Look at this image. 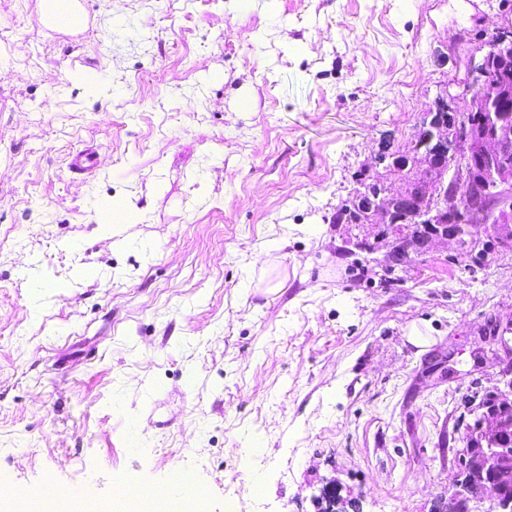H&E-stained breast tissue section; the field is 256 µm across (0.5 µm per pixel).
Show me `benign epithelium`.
I'll return each instance as SVG.
<instances>
[{
    "label": "benign epithelium",
    "instance_id": "benign-epithelium-1",
    "mask_svg": "<svg viewBox=\"0 0 512 512\" xmlns=\"http://www.w3.org/2000/svg\"><path fill=\"white\" fill-rule=\"evenodd\" d=\"M495 47L481 48L472 58L468 78L455 95L446 88L423 113L414 140V164L406 157L380 153L376 163L385 165L390 180L360 183L356 192L360 223L379 228L375 241L361 246L372 252L387 248L386 260L425 254L439 241L460 246L473 242L471 224L480 222L495 239L498 249L512 250V224L501 215L512 204V115L496 105L512 96V84H500L499 94L482 92L491 71L492 56L512 57V19L495 28ZM465 101L461 112L449 102ZM409 213L427 226V235L404 249L389 239L387 225L401 222ZM489 352L512 358V320L497 324L485 337ZM505 389L485 392L473 410V423L462 436L456 458L465 475L456 490L439 503L435 512H477V505L491 503L487 512H512V366L504 370Z\"/></svg>",
    "mask_w": 512,
    "mask_h": 512
}]
</instances>
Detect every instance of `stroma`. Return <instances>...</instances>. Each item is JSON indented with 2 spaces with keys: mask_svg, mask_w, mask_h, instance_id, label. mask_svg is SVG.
Instances as JSON below:
<instances>
[{
  "mask_svg": "<svg viewBox=\"0 0 512 512\" xmlns=\"http://www.w3.org/2000/svg\"><path fill=\"white\" fill-rule=\"evenodd\" d=\"M0 0V512H434L512 252L386 274L337 224L506 0ZM90 170L73 167L76 156ZM420 342H413L412 332ZM262 449L251 453L252 443Z\"/></svg>",
  "mask_w": 512,
  "mask_h": 512,
  "instance_id": "obj_1",
  "label": "stroma"
}]
</instances>
